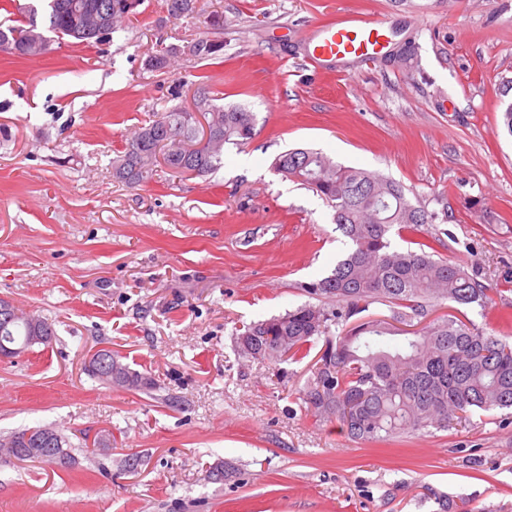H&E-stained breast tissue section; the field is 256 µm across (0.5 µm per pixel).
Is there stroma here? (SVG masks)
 I'll return each mask as SVG.
<instances>
[{"label":"stroma","mask_w":512,"mask_h":512,"mask_svg":"<svg viewBox=\"0 0 512 512\" xmlns=\"http://www.w3.org/2000/svg\"><path fill=\"white\" fill-rule=\"evenodd\" d=\"M344 10L382 18L388 46L309 66V31ZM196 39L223 48L201 60L185 50ZM201 84L215 106L255 112L252 138L203 176L160 164L115 181L135 131L193 110ZM511 103L512 0H197L178 19L144 0L110 42L0 53V297L56 334L0 359V437L52 427L75 458L61 471L0 448V512H512L503 412L360 443L304 403L313 358L244 360L234 342L322 305L305 287L346 250L332 207L275 169L293 148L400 182L433 217L437 258L491 286L475 323L512 337ZM100 348L154 388L89 377ZM105 430L111 457H90ZM220 460L231 473L214 484Z\"/></svg>","instance_id":"stroma-1"}]
</instances>
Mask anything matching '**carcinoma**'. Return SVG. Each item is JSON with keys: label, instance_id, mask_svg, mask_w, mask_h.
<instances>
[{"label": "carcinoma", "instance_id": "obj_1", "mask_svg": "<svg viewBox=\"0 0 512 512\" xmlns=\"http://www.w3.org/2000/svg\"><path fill=\"white\" fill-rule=\"evenodd\" d=\"M118 0H45L43 11L16 5L17 23L0 24V44L7 42L20 58L38 55L34 34L50 32L73 44L104 42L96 31L82 25L86 12H106ZM189 51L206 59L220 48L208 41L190 43ZM210 111L211 135L199 140V121L192 112L173 108L160 119L143 125L112 162L113 177L134 185L152 174L162 162L174 173L207 174L221 166L224 145L252 138L256 115L242 108L224 110L202 96ZM182 137L192 147L168 146ZM275 168L319 193L334 210L336 230L346 239L347 251L331 273L306 286L310 295L336 302L332 307L301 305L283 315L253 323L236 336L239 357L278 364L307 357L315 340L323 339L304 390V403L320 418L337 420L360 442H381L409 430H447L476 412L512 409V345L478 326L468 312L485 311L491 288L464 268L435 258L433 241L417 250L391 245L392 231L422 232L432 217L412 205L398 182L342 166L327 155L292 149L280 154ZM451 301L455 315L428 319L429 308ZM390 307V319L361 318L344 333L332 328L366 311L374 302ZM20 318L0 332V352L35 344L28 320ZM417 326L412 335L389 346L385 337L400 326ZM88 373L100 383L129 390L149 391L151 378L130 368L112 379L98 370ZM44 426L13 432L8 437L12 456L48 467H69L72 445L54 432L46 441Z\"/></svg>", "mask_w": 512, "mask_h": 512}]
</instances>
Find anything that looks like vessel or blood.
Segmentation results:
<instances>
[{
    "mask_svg": "<svg viewBox=\"0 0 512 512\" xmlns=\"http://www.w3.org/2000/svg\"><path fill=\"white\" fill-rule=\"evenodd\" d=\"M387 40L381 19L348 13L311 31L308 62L317 68L348 60H368L384 49Z\"/></svg>",
    "mask_w": 512,
    "mask_h": 512,
    "instance_id": "vessel-or-blood-1",
    "label": "vessel or blood"
}]
</instances>
